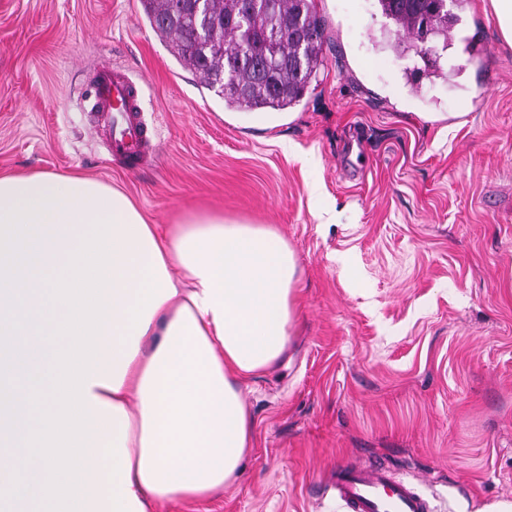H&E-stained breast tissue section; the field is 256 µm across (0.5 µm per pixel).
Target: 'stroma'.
<instances>
[{
	"label": "stroma",
	"instance_id": "stroma-1",
	"mask_svg": "<svg viewBox=\"0 0 512 512\" xmlns=\"http://www.w3.org/2000/svg\"><path fill=\"white\" fill-rule=\"evenodd\" d=\"M315 8L323 66L297 117L264 130L224 120L141 0H0V174L116 184L153 224L219 207L276 225L296 254L299 333L243 387L241 476L165 512H344L328 475L368 460L437 512H479L512 500V45L490 0H469L415 85L419 59L385 43L377 0ZM104 66L134 80L156 148L135 170L97 124Z\"/></svg>",
	"mask_w": 512,
	"mask_h": 512
}]
</instances>
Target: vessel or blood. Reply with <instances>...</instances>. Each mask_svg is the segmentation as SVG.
I'll use <instances>...</instances> for the list:
<instances>
[{
  "instance_id": "1",
  "label": "vessel or blood",
  "mask_w": 512,
  "mask_h": 512,
  "mask_svg": "<svg viewBox=\"0 0 512 512\" xmlns=\"http://www.w3.org/2000/svg\"><path fill=\"white\" fill-rule=\"evenodd\" d=\"M91 92L109 130L113 156L128 167L138 166L151 143L136 86L123 70L106 67L96 74ZM330 482L344 512H432L430 501L381 461L338 468Z\"/></svg>"
}]
</instances>
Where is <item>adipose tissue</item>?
Instances as JSON below:
<instances>
[{"label": "adipose tissue", "instance_id": "ef3b65f1", "mask_svg": "<svg viewBox=\"0 0 512 512\" xmlns=\"http://www.w3.org/2000/svg\"><path fill=\"white\" fill-rule=\"evenodd\" d=\"M298 282L274 225L152 224L92 177L0 174V512H158L234 484L242 384L287 350Z\"/></svg>", "mask_w": 512, "mask_h": 512}]
</instances>
